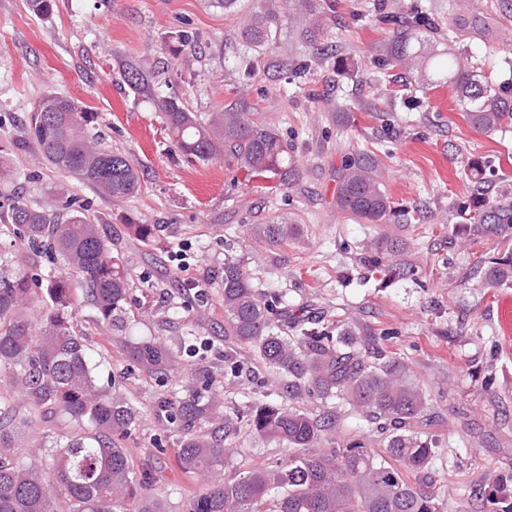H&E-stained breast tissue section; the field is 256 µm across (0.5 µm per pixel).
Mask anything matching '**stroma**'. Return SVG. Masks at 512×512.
Masks as SVG:
<instances>
[{"instance_id": "1", "label": "stroma", "mask_w": 512, "mask_h": 512, "mask_svg": "<svg viewBox=\"0 0 512 512\" xmlns=\"http://www.w3.org/2000/svg\"><path fill=\"white\" fill-rule=\"evenodd\" d=\"M417 1L431 7L439 29L425 52L454 48L483 61L492 84L512 86V0H387L400 13ZM373 2L292 0L275 44L251 52L237 33L256 0H237L229 12L218 0H54L47 16L26 0H0V155L17 171L10 187L0 186V254L16 241L5 220L14 196L49 208L64 183L89 214L109 219L112 250L130 274L127 326L106 334L84 306L77 329L100 377H112L116 393L139 410L137 428L120 445L135 468L155 475L154 491L169 495L174 512H186L187 479L175 462L178 436L153 411L155 397L207 374L225 413L273 399V376L253 348L224 333L220 274L228 262L289 305L329 310L341 327L378 332L377 347L429 394L422 432L438 451L413 480L447 500V512H476V494L490 477L512 503V317L505 311L512 288L481 280L489 261L504 257L512 226L480 225L472 245L449 233L475 212L512 209V124L495 132L471 126L433 65H421L410 86L390 82L373 65L389 36ZM314 14L330 46L321 55L298 41ZM184 35L195 47L181 52ZM246 52L254 61L248 80L232 66ZM298 62L306 74L286 83V69ZM132 63L145 66L142 88L127 82ZM50 92L94 113L103 146L141 170L136 196L108 201L65 179L34 149L16 148L35 102ZM158 93L202 119L225 109L259 113L287 142L299 178L278 187L232 162L183 156L154 106ZM355 153L381 163L396 211L388 223H360L336 207L340 171ZM276 221L296 225L295 235L255 242L254 225ZM134 224L155 225V240L139 241ZM367 257L412 266L415 275L386 276L366 268ZM190 328L205 341L192 352L183 346ZM153 338L178 355L165 380L130 370L123 352L126 341ZM229 356L242 362L234 378L224 375ZM20 417L26 438L63 441L73 431L27 402ZM232 442L243 453L225 465L228 480L242 463L258 466L283 453L242 422Z\"/></svg>"}]
</instances>
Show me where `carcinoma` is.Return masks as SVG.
I'll list each match as a JSON object with an SVG mask.
<instances>
[{"instance_id":"obj_1","label":"carcinoma","mask_w":512,"mask_h":512,"mask_svg":"<svg viewBox=\"0 0 512 512\" xmlns=\"http://www.w3.org/2000/svg\"><path fill=\"white\" fill-rule=\"evenodd\" d=\"M379 19L393 26L385 54L374 60L380 69L413 68L421 49L418 33L434 32L433 15L416 4L405 14L384 11ZM279 7L269 5L240 30L250 46L261 48L275 39ZM321 23L314 20L301 39L321 51ZM443 80L458 89L459 107L473 126L491 131L512 122V94L476 79L468 67L440 65ZM176 147L200 161L219 156L234 160L254 175H268L288 185L299 169L287 144L268 123L247 112H213L201 121L176 99H155ZM93 113L71 97L43 95L31 112L27 135L17 148L30 146L61 174L92 186L103 198L118 202L138 193L141 172L122 152L103 147L92 133ZM380 163L374 156L357 158L339 177L338 210L367 224H383L392 212L381 188ZM64 212L15 200L8 220L23 245L45 250L74 271L69 278L51 277L47 302L38 317L29 309L30 283L19 267L0 262V374L15 389L0 395V512H172L168 499L150 494L156 478L137 470L118 441L136 428L139 412L112 393L87 356L72 326L76 293L96 311L100 323L124 324L129 272L112 255L106 222L74 208L69 191L60 189ZM291 224H266L256 239L288 240ZM224 297V335L254 347L280 382L276 390L288 406L260 405L242 413L251 432L288 448V455L245 470L227 481L226 441L234 430L221 402L204 395L210 388L203 375L155 402L156 413L187 427L175 461L198 482L188 512H446L438 494L410 481L435 457L431 440L416 431L427 408L426 393L410 382L382 352L365 356V340L354 330L333 331L324 313L296 307L282 318V296L262 294L236 264H224L220 276ZM491 287L512 286V254L483 272ZM126 357L150 376L175 370L176 357L160 341L125 345ZM26 400L69 421L74 432L66 443L42 440L40 458L23 464L9 424L15 404ZM318 401L313 415L294 406ZM342 402L370 419L388 423L384 451H374L356 438L336 437ZM479 512H506L499 486L484 491Z\"/></svg>"}]
</instances>
